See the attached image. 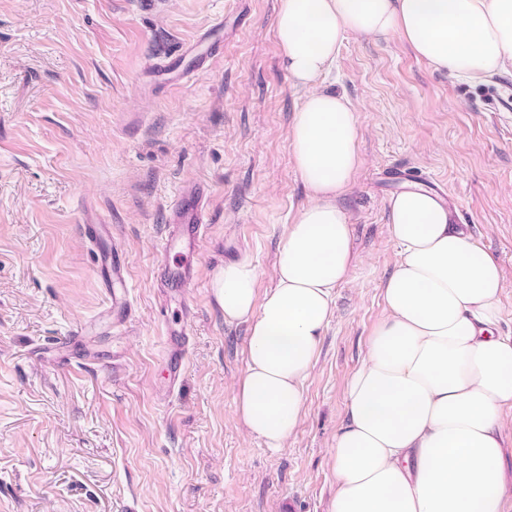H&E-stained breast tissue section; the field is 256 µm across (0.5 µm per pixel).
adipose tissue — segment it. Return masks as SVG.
<instances>
[{
    "label": "adipose tissue",
    "instance_id": "adipose-tissue-1",
    "mask_svg": "<svg viewBox=\"0 0 512 512\" xmlns=\"http://www.w3.org/2000/svg\"><path fill=\"white\" fill-rule=\"evenodd\" d=\"M273 27L282 66L307 90L288 139L308 202L277 249L274 288L258 295L247 260L220 267L211 288L225 322L248 326L237 414L278 450L299 424L302 382L353 260L339 200L361 164L358 127L322 75L358 33L398 35L436 69L491 78L512 66V0H282ZM387 207L400 260L348 381L330 512H505L512 336L499 333L501 268L430 190H402Z\"/></svg>",
    "mask_w": 512,
    "mask_h": 512
}]
</instances>
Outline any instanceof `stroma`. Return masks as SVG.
Masks as SVG:
<instances>
[{
    "mask_svg": "<svg viewBox=\"0 0 512 512\" xmlns=\"http://www.w3.org/2000/svg\"><path fill=\"white\" fill-rule=\"evenodd\" d=\"M282 0H0V512H329L346 387L385 314L400 249L387 201L433 187L498 261L512 333V69L474 83L398 36L347 34L322 88L347 97L362 164L342 199L356 260L302 383L286 448L248 436L234 381L246 324L210 283L248 259L275 284L286 224L307 203L288 130L304 99L273 30ZM209 57L175 84L169 62ZM209 191L194 275L160 254L181 189ZM100 224L99 252L83 227ZM127 269L123 326L98 253ZM189 322L166 373V333ZM86 330L79 342L71 333Z\"/></svg>",
    "mask_w": 512,
    "mask_h": 512,
    "instance_id": "35a3bbf8",
    "label": "stroma"
}]
</instances>
